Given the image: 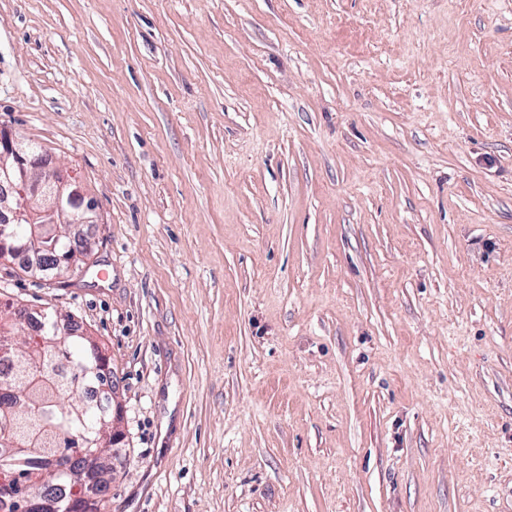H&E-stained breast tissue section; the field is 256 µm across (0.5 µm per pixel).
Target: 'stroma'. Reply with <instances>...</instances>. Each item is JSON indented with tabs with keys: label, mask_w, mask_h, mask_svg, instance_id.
<instances>
[{
	"label": "stroma",
	"mask_w": 512,
	"mask_h": 512,
	"mask_svg": "<svg viewBox=\"0 0 512 512\" xmlns=\"http://www.w3.org/2000/svg\"><path fill=\"white\" fill-rule=\"evenodd\" d=\"M0 127L96 205L0 304L109 359L108 512H512V0H0ZM98 365L100 366L102 376V386L100 388L101 397L106 401L107 398H109L112 394L113 400V416L111 401H106L104 405L108 409V412L112 418V420L109 422V426H112V429H109L107 433V439L109 440L111 435H114V441L116 442L118 439H120L121 435V407L119 406L120 403L116 399V390L112 380V373L110 372L111 369L108 367L107 363L101 359L98 360Z\"/></svg>",
	"instance_id": "stroma-1"
}]
</instances>
